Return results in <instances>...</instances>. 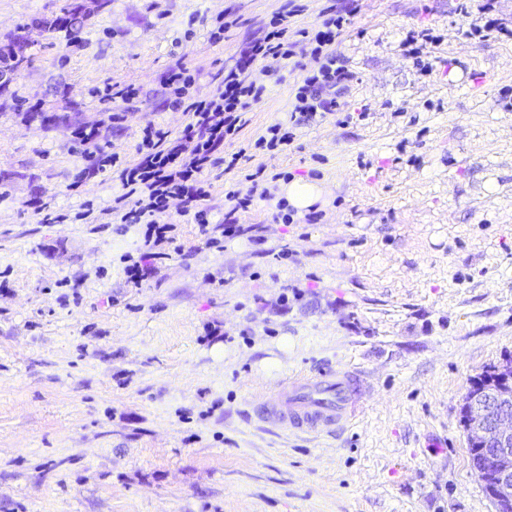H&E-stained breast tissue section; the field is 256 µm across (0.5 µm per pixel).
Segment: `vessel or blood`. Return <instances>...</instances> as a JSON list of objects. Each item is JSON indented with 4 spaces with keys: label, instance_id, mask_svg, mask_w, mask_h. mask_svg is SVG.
<instances>
[{
    "label": "vessel or blood",
    "instance_id": "1",
    "mask_svg": "<svg viewBox=\"0 0 512 512\" xmlns=\"http://www.w3.org/2000/svg\"><path fill=\"white\" fill-rule=\"evenodd\" d=\"M363 375L354 366H318L292 375L251 401L254 419L296 433H330L357 417Z\"/></svg>",
    "mask_w": 512,
    "mask_h": 512
}]
</instances>
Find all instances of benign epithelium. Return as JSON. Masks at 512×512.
Masks as SVG:
<instances>
[{"mask_svg": "<svg viewBox=\"0 0 512 512\" xmlns=\"http://www.w3.org/2000/svg\"><path fill=\"white\" fill-rule=\"evenodd\" d=\"M487 384L476 380L462 403L461 425L476 454L474 471L496 512H512V361L492 368Z\"/></svg>", "mask_w": 512, "mask_h": 512, "instance_id": "benign-epithelium-1", "label": "benign epithelium"}]
</instances>
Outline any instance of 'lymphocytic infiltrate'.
Wrapping results in <instances>:
<instances>
[{
    "mask_svg": "<svg viewBox=\"0 0 512 512\" xmlns=\"http://www.w3.org/2000/svg\"><path fill=\"white\" fill-rule=\"evenodd\" d=\"M304 10L299 0H288L264 36L243 48L235 66L225 70L213 94L185 103L189 122L181 135L170 136L153 125L143 128L140 158L121 168L123 192L115 197L112 207L121 223L145 227L144 250L138 261L125 268L132 287H142L155 276L159 263L170 256L168 247L174 242L170 235L172 227L161 223L160 218L168 213L171 201L180 200L181 216L192 218L200 230H207L208 193L203 187V175L219 161L229 171L238 165L240 153L225 154L224 142L249 125L247 110L265 92L264 86L251 78L250 70L256 61H290L300 54L310 55L318 69L304 76L295 95L294 110L306 118L337 112L339 98L355 78L337 47L353 24L359 0H337L323 8L321 27L311 39L305 30L294 27L295 17ZM247 179L253 185L251 192L234 191L227 195L230 206L224 214V236L259 243L263 240L260 225L239 223L238 215L248 211L255 199H269L272 193L264 185V167H257Z\"/></svg>",
    "mask_w": 512,
    "mask_h": 512,
    "instance_id": "f902f5d3",
    "label": "lymphocytic infiltrate"
}]
</instances>
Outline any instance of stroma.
<instances>
[{"instance_id": "stroma-1", "label": "stroma", "mask_w": 512, "mask_h": 512, "mask_svg": "<svg viewBox=\"0 0 512 512\" xmlns=\"http://www.w3.org/2000/svg\"><path fill=\"white\" fill-rule=\"evenodd\" d=\"M65 2L0 0V45L32 58L0 83V512H495L460 408L512 354V0L483 39L462 36L463 0H360L340 103L368 118L315 117L271 152L254 143L288 123L314 63L254 65L266 91L224 143L246 160L206 172L207 231L171 202L182 251L139 289L124 267L142 229L112 213L117 168L85 175L77 129L135 164L142 128L187 123L168 70L209 98L286 0H83L62 29ZM421 30L435 43L409 50ZM108 83L139 95L102 99ZM261 165L274 197L239 221L264 244L223 239L227 192ZM290 177L321 187L319 223L277 221ZM321 361L365 371L357 419L322 437L260 428L253 396Z\"/></svg>"}]
</instances>
